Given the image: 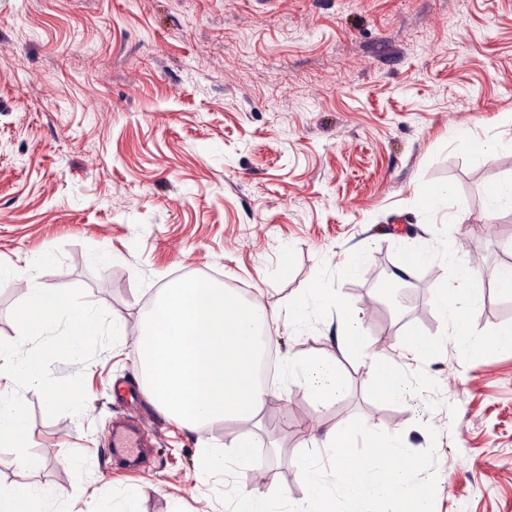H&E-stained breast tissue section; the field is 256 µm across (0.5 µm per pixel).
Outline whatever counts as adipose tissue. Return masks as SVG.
Here are the masks:
<instances>
[{"label": "adipose tissue", "mask_w": 512, "mask_h": 512, "mask_svg": "<svg viewBox=\"0 0 512 512\" xmlns=\"http://www.w3.org/2000/svg\"><path fill=\"white\" fill-rule=\"evenodd\" d=\"M457 282V287L437 290L434 306L457 350L470 354L484 346L466 329L484 288L477 271L467 266H458ZM318 297V291H311L279 311L260 297L246 298L196 278L161 289L132 340L146 398L168 419L196 433L216 423L258 419L270 396L255 376L260 341L272 339L279 322H302ZM284 364L289 380L305 384L318 402L343 389L337 359L291 356ZM197 456L208 479L223 475L231 464L246 471L253 467V442L244 435L224 450L203 443ZM64 496L54 487L0 482V512H53Z\"/></svg>", "instance_id": "adipose-tissue-1"}]
</instances>
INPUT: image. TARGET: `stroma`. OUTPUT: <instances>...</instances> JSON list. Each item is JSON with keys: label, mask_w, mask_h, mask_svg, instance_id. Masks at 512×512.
I'll list each match as a JSON object with an SVG mask.
<instances>
[{"label": "stroma", "mask_w": 512, "mask_h": 512, "mask_svg": "<svg viewBox=\"0 0 512 512\" xmlns=\"http://www.w3.org/2000/svg\"><path fill=\"white\" fill-rule=\"evenodd\" d=\"M455 132L499 147L462 149ZM509 176L512 0H0V262L83 288L127 333L86 365L52 364L83 373L81 415L48 418L23 390L38 465L0 450V478L63 489L67 512H102L128 482L143 512H225L215 494L237 480L201 478L198 439L251 435L248 488L298 498L311 446L299 422L358 416L411 450L435 446L434 512H512V292L497 283L512 237L479 231L512 233V212L484 209ZM414 247L435 259L410 264ZM447 249L489 282L468 321L487 345L471 356L438 341L435 290L456 284ZM212 275L270 308L317 288L363 310L346 392L317 405L279 368L260 422L197 434L166 419L137 390L128 338L160 288ZM341 321L319 304L279 325L277 347L334 356ZM407 339L425 345L420 360L400 359ZM375 356L401 364L402 399L374 392ZM118 380L134 394L113 396ZM119 420L162 425L138 469L109 446Z\"/></svg>", "instance_id": "35a3bbf8"}]
</instances>
